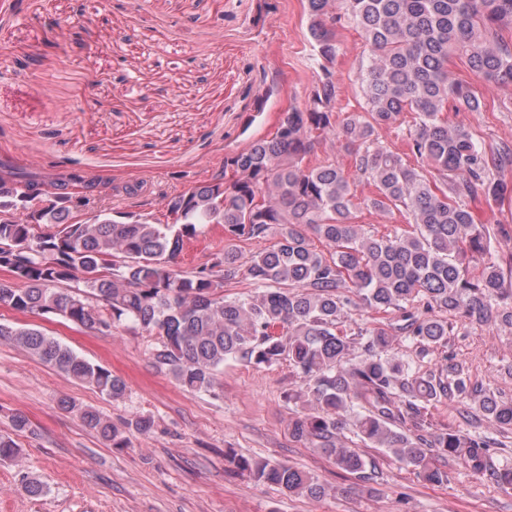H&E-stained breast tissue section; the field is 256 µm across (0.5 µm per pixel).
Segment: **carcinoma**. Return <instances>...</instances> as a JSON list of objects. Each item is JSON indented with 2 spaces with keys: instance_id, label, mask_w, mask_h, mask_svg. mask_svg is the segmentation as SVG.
Wrapping results in <instances>:
<instances>
[{
  "instance_id": "carcinoma-1",
  "label": "carcinoma",
  "mask_w": 512,
  "mask_h": 512,
  "mask_svg": "<svg viewBox=\"0 0 512 512\" xmlns=\"http://www.w3.org/2000/svg\"><path fill=\"white\" fill-rule=\"evenodd\" d=\"M344 19L361 30L370 58L355 79L360 110L340 119L336 25ZM307 32L316 73L308 105L283 113L274 134L225 156L209 180L168 196L166 206L180 210L173 224L133 213L74 223L72 198L59 186L43 192L34 178L1 174L0 270L11 282L0 284V305L89 330L125 322L156 334V363L192 392L214 391L229 359L286 360L306 385L290 434L316 444L337 468L366 478L360 451L336 444L341 417L350 414L362 444L385 449L430 484L448 481L440 460L453 457L512 490V467L495 462L503 442L425 430L426 405L465 396L512 431V399L469 384L451 356L446 371L420 374L392 353L397 336L445 345L448 320L457 315L512 327V255L495 253L492 225L478 222L471 208L512 195V182L502 178L512 168V146L488 150L469 128L444 117L484 106L470 82L452 76L450 55L464 57L487 81L512 83V0H307ZM406 112L415 114L414 124L399 153L378 130L401 127ZM327 141L333 157L306 163ZM359 179L375 187L361 202ZM365 210L397 213L407 227L367 231L358 222ZM209 224L224 225V252L202 266L177 268L185 242ZM241 241L265 247L247 268L254 294L229 298L224 287L240 276ZM359 308L396 312L398 319L358 328L366 341L351 359L347 321ZM2 337L112 401L126 395L120 376L38 328L0 323ZM58 406L115 448L126 447L128 433L154 427L144 414L118 426L67 396ZM36 434L28 415L13 414L10 431L0 432V460H19L16 437ZM236 466L293 495L330 492L286 464L240 457ZM19 485L30 498L46 493L25 472Z\"/></svg>"
}]
</instances>
